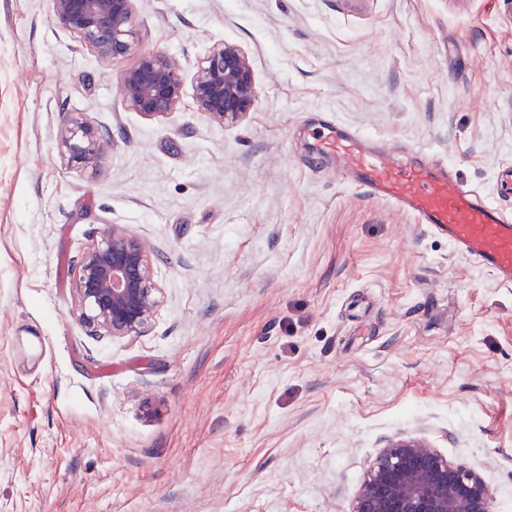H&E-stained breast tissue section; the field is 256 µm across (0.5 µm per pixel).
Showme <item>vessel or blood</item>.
I'll return each mask as SVG.
<instances>
[{
  "label": "vessel or blood",
  "mask_w": 512,
  "mask_h": 512,
  "mask_svg": "<svg viewBox=\"0 0 512 512\" xmlns=\"http://www.w3.org/2000/svg\"><path fill=\"white\" fill-rule=\"evenodd\" d=\"M321 150L336 161L337 174L370 197L412 214L417 223L446 238L480 267L512 284V216L489 203L447 166L370 146L360 133L325 122Z\"/></svg>",
  "instance_id": "obj_1"
}]
</instances>
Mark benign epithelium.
Instances as JSON below:
<instances>
[{"label":"benign epithelium","mask_w":512,"mask_h":512,"mask_svg":"<svg viewBox=\"0 0 512 512\" xmlns=\"http://www.w3.org/2000/svg\"><path fill=\"white\" fill-rule=\"evenodd\" d=\"M134 0H52L51 21L76 34L102 57L129 53L136 38ZM125 106L152 119L179 106L183 73L162 52L143 54L120 76ZM255 78L235 44L213 47L194 79L197 111L222 125L250 112ZM113 137L79 112L67 118L61 153L76 168L98 170L112 153ZM72 284L80 319L94 336H129L153 318L159 286L144 243L113 224L77 262ZM494 497L476 473L448 461L418 438H401L377 456L352 512H494Z\"/></svg>","instance_id":"7a95c632"}]
</instances>
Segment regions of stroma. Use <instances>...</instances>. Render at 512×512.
<instances>
[{
	"label": "stroma",
	"mask_w": 512,
	"mask_h": 512,
	"mask_svg": "<svg viewBox=\"0 0 512 512\" xmlns=\"http://www.w3.org/2000/svg\"><path fill=\"white\" fill-rule=\"evenodd\" d=\"M0 0V512H351L407 437L512 512V285L318 152L322 113L417 150L512 214V0H135L104 58ZM250 112H197L218 42ZM162 51L184 91L128 110L120 74ZM83 113L98 171L60 138ZM161 288L138 335L93 336L71 290L109 225ZM113 145V137L96 130L81 113L68 116L60 149L71 166L97 171L112 153Z\"/></svg>",
	"instance_id": "35a3bbf8"
}]
</instances>
